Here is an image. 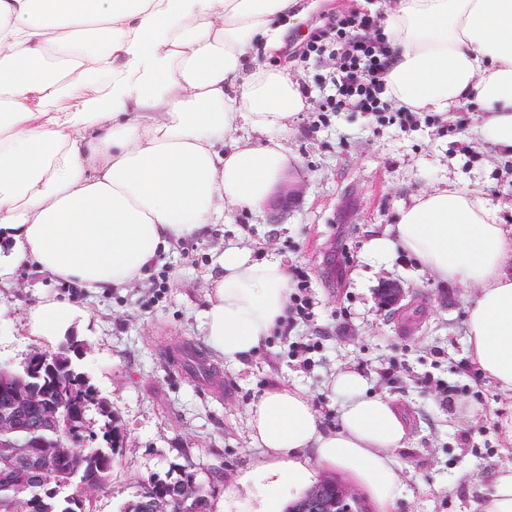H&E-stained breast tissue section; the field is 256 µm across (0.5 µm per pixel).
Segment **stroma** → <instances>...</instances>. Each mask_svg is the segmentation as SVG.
<instances>
[{
    "instance_id": "stroma-1",
    "label": "stroma",
    "mask_w": 512,
    "mask_h": 512,
    "mask_svg": "<svg viewBox=\"0 0 512 512\" xmlns=\"http://www.w3.org/2000/svg\"><path fill=\"white\" fill-rule=\"evenodd\" d=\"M386 4L320 0L305 22L289 26L279 53H256L260 65L287 67L309 102L282 137L304 195L278 223L268 207L241 210L161 253L127 288L92 293L31 269L0 288L1 365L22 368L42 351L28 326L41 296L67 299L90 315L71 358L112 412L88 411L90 445L104 446L107 419L122 432L109 487L93 496L90 512H121L142 483L184 469L219 512L226 485L262 458L248 435V406L272 387L296 383L322 424L336 426L340 399L330 383L345 369L365 379L368 393L391 397L408 426L405 446L394 452L404 485L396 512H479L497 470L512 464L503 427L512 419V393L471 360L468 289L433 281L400 252L382 261L366 256L369 240L396 223L402 207L450 184L490 200L500 223L512 225V157L483 138L472 103L409 119L391 100L380 112L333 109L340 60L332 27L354 14L382 18ZM231 245L257 259L284 256L312 302L308 316L290 315L236 367L212 351L202 324L208 277ZM387 280L406 289L415 330L379 308L377 290ZM309 340L312 350L291 355V343Z\"/></svg>"
}]
</instances>
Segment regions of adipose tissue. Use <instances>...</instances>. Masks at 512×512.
I'll return each instance as SVG.
<instances>
[{
    "instance_id": "adipose-tissue-1",
    "label": "adipose tissue",
    "mask_w": 512,
    "mask_h": 512,
    "mask_svg": "<svg viewBox=\"0 0 512 512\" xmlns=\"http://www.w3.org/2000/svg\"><path fill=\"white\" fill-rule=\"evenodd\" d=\"M300 0H0V285L26 266L91 291L140 279L173 244L256 209L290 165L280 136L309 105L297 83L250 62L283 44ZM387 95L422 111L481 109V131L512 156V0H392ZM107 85L106 98L92 96ZM266 133L261 145L249 134ZM402 251L437 280L471 289L467 342L480 372L512 392V225L471 192L419 195L368 244ZM208 285L207 341L225 364L262 347L288 311L282 256L230 246ZM89 314L45 298L32 336L56 346ZM339 424L322 429L306 392L276 386L250 404L264 458L224 490V512H280L283 493L339 470L378 512L404 487L395 449L407 426L350 370L331 382Z\"/></svg>"
}]
</instances>
